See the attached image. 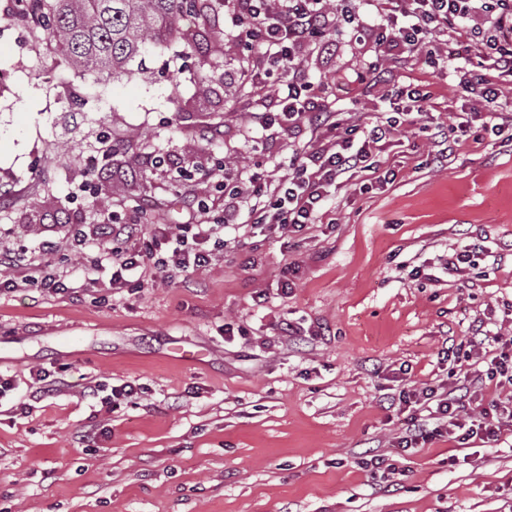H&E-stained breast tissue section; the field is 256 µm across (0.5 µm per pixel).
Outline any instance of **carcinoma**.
I'll return each instance as SVG.
<instances>
[{
    "mask_svg": "<svg viewBox=\"0 0 512 512\" xmlns=\"http://www.w3.org/2000/svg\"><path fill=\"white\" fill-rule=\"evenodd\" d=\"M20 15L35 12L53 50L103 84L124 72L150 45L188 41L180 27L200 16L208 0H18Z\"/></svg>",
    "mask_w": 512,
    "mask_h": 512,
    "instance_id": "obj_1",
    "label": "carcinoma"
}]
</instances>
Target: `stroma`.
<instances>
[{
	"label": "stroma",
	"instance_id": "35a3bbf8",
	"mask_svg": "<svg viewBox=\"0 0 512 512\" xmlns=\"http://www.w3.org/2000/svg\"><path fill=\"white\" fill-rule=\"evenodd\" d=\"M221 2L211 0L209 25L183 20L194 47H152L99 85L17 17L15 0H0V249L48 242L72 265L70 231L95 236L107 209L134 220L149 200L154 222L175 224L203 199L222 215L218 162L232 179L239 157L269 180L290 174L312 129L256 126L276 95L251 83ZM432 47L449 63L394 50L379 75L374 46L348 31L334 50L318 41L304 52L345 126L388 117L397 86L432 93L380 156L394 182L354 177L328 222L242 240L207 270L152 272L103 301L92 290L0 294V373L65 381L26 414L0 401V512H512V437L396 446L406 423L390 400L402 385H448L460 364L440 352L467 343L476 323L512 333V133L470 134L439 155L437 128L481 99L455 93L476 61L465 40L436 35ZM107 139L119 150L105 157ZM159 155L188 177L154 165ZM466 245L492 255L447 274L446 255ZM285 319L296 335H280ZM227 323L239 335L225 338ZM126 381L144 391L111 412L83 395ZM91 425L98 434L81 449ZM369 455L393 460L396 480L361 468Z\"/></svg>",
	"mask_w": 512,
	"mask_h": 512
}]
</instances>
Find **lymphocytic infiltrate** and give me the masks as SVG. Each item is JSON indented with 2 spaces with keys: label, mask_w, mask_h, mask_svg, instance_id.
I'll return each instance as SVG.
<instances>
[{
  "label": "lymphocytic infiltrate",
  "mask_w": 512,
  "mask_h": 512,
  "mask_svg": "<svg viewBox=\"0 0 512 512\" xmlns=\"http://www.w3.org/2000/svg\"><path fill=\"white\" fill-rule=\"evenodd\" d=\"M476 15L483 16L484 24L471 28L468 40L479 58L493 61L500 75L511 77L512 41L503 32L512 31V0H376L364 33L376 45L414 56L426 50L432 33L453 36V24ZM224 20L239 41L257 50L252 80L263 84L271 78L277 87L276 111L257 113V124L294 125L306 117L316 123V143L293 152V174L287 180L274 183L253 169L240 171L239 178L248 189L229 193L223 217H213L200 203L183 224L113 225L111 238L123 242L119 248L111 246V238H99L94 244L84 236L75 238L72 250L84 260L86 286L117 290L143 285L151 270L171 275L206 269L223 258L229 244L227 229L243 237L299 233L321 223L328 193L342 188L354 174L375 173L383 186L393 182L392 170L381 169L376 157L390 143L402 116L424 111L430 91L414 84L403 86L389 121L344 127L335 113L324 108L301 65V52L314 36L337 26L357 27L351 5L336 10L330 0H225ZM476 90L484 105L472 110V121L483 131L500 134L503 115L497 109L498 88L477 73L458 82L456 92L464 98ZM21 266L27 272L15 278ZM71 283L67 266L40 255L26 259L10 250L0 251V292L33 284L44 292L61 294L69 291ZM467 357L481 368L479 387L443 390L427 384L400 390L397 406L409 422L398 439L403 450L424 447L440 437L464 445L473 439L495 443L512 434V398L493 403L488 410L478 403L481 385L512 386V336L477 330Z\"/></svg>",
  "instance_id": "1"
}]
</instances>
